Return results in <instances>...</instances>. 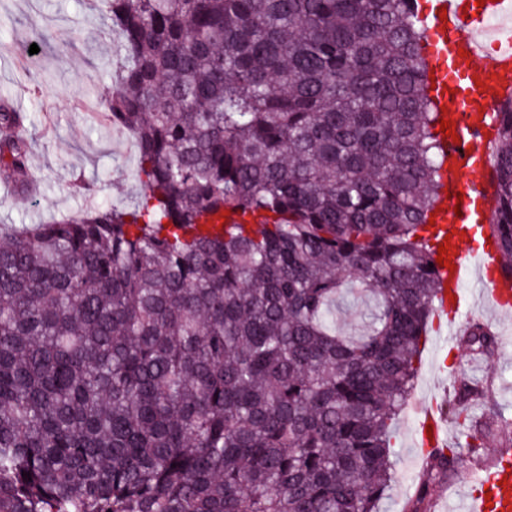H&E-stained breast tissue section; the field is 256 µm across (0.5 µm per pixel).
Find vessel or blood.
Listing matches in <instances>:
<instances>
[{
    "label": "vessel or blood",
    "instance_id": "1",
    "mask_svg": "<svg viewBox=\"0 0 512 512\" xmlns=\"http://www.w3.org/2000/svg\"><path fill=\"white\" fill-rule=\"evenodd\" d=\"M425 22L427 45L423 57L428 76L434 79L429 92L437 107L443 108L454 134L446 138L447 162L441 179V209L435 223L446 231L452 268H441L442 289L437 316L455 325L463 301L460 287L470 272L484 277L485 291L501 310L512 309V275L501 272L494 246L465 253L458 232L465 217L471 216L474 189L466 175L481 172L482 189L491 186L490 138L494 114L500 103L512 95V30L503 29L493 45L481 43L480 36L492 18L512 16V0H485L479 7H466L463 0H418ZM417 431L423 447L434 448L448 440L444 416L435 403L416 405ZM468 512H512V454L502 453L476 482L469 498Z\"/></svg>",
    "mask_w": 512,
    "mask_h": 512
}]
</instances>
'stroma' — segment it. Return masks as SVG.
<instances>
[{
	"instance_id": "obj_1",
	"label": "stroma",
	"mask_w": 512,
	"mask_h": 512,
	"mask_svg": "<svg viewBox=\"0 0 512 512\" xmlns=\"http://www.w3.org/2000/svg\"><path fill=\"white\" fill-rule=\"evenodd\" d=\"M103 0H0V99L10 98L27 112L32 138L35 191L25 197L0 185V225L36 224L90 206L120 203L134 207L141 185L135 178L136 149L104 120L95 88L110 84L113 36L103 24ZM38 53H30L31 44ZM87 192H76V183ZM473 302L460 322L479 320L499 335L494 356L473 368L472 352L459 342L427 344L411 399L414 402L452 394L455 368L491 383L490 403L512 417V315L496 312L476 296L473 281L463 283ZM417 415L406 408L399 423L393 461L395 479L380 512H404L420 473L413 451Z\"/></svg>"
}]
</instances>
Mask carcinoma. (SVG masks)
<instances>
[{"mask_svg": "<svg viewBox=\"0 0 512 512\" xmlns=\"http://www.w3.org/2000/svg\"><path fill=\"white\" fill-rule=\"evenodd\" d=\"M133 208L0 233V512H378L439 290L413 0H106ZM489 236L512 274V97ZM0 105V181L27 191ZM236 220L220 224L225 211ZM348 285L371 299L336 324ZM463 345L492 355L472 321ZM462 374L406 512L512 427ZM368 303L360 298L346 296L340 301L336 311L339 324L348 331L360 328Z\"/></svg>", "mask_w": 512, "mask_h": 512, "instance_id": "1", "label": "carcinoma"}]
</instances>
